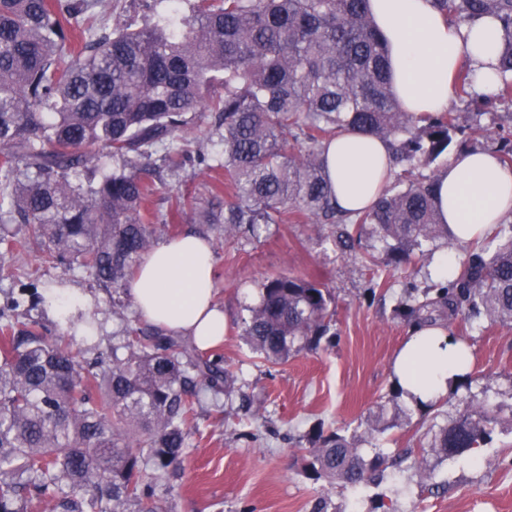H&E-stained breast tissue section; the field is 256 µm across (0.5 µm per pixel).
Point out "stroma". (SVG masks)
Listing matches in <instances>:
<instances>
[{
	"instance_id": "1",
	"label": "stroma",
	"mask_w": 512,
	"mask_h": 512,
	"mask_svg": "<svg viewBox=\"0 0 512 512\" xmlns=\"http://www.w3.org/2000/svg\"><path fill=\"white\" fill-rule=\"evenodd\" d=\"M448 109L470 128L474 148H491L500 129L512 125L503 108H482L466 98L452 97ZM145 179L154 188L146 203L154 244L187 232L211 242L224 341L201 356H223L254 408L250 415L228 412L223 398L203 395L180 475L156 489L165 512H312L320 498L328 512H512V326L497 324L466 335L473 382L451 387L439 399L445 418L469 401L497 406L492 442L438 461L423 451L432 418L391 396L394 358L409 336L394 308L405 276L422 277L424 268L383 269L387 285L379 288L361 254L344 256L336 250L328 227L272 224L255 239L227 237L219 227L200 223L199 209L224 191L223 170L190 163L172 171L157 153ZM179 198L186 202L180 213L175 210ZM0 226L18 240L15 250H0V307L15 306L19 316L40 323L46 341H54L67 324L42 299L46 288L61 283L92 303L94 334L72 339L82 359L108 358L123 347L126 329L139 322L132 300L113 304L111 291L78 265L44 263L42 244L30 239L12 214L0 211ZM282 272L316 279L332 291L338 340L334 348L271 365L248 353L240 326L260 282ZM380 402L387 405L388 427L379 433L370 425ZM320 422L346 428L362 436L366 448L388 456L380 483L361 489L306 478L293 440Z\"/></svg>"
}]
</instances>
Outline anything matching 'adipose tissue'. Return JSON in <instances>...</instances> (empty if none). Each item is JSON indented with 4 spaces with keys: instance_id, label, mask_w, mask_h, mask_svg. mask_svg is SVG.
<instances>
[{
    "instance_id": "adipose-tissue-1",
    "label": "adipose tissue",
    "mask_w": 512,
    "mask_h": 512,
    "mask_svg": "<svg viewBox=\"0 0 512 512\" xmlns=\"http://www.w3.org/2000/svg\"><path fill=\"white\" fill-rule=\"evenodd\" d=\"M376 25L386 40L393 84L410 112H441L452 93V75L469 60L474 85L493 91L499 80L503 32L496 19L457 24L436 12L430 0H369ZM328 168L343 209L370 207L389 184L393 170L388 143L347 130L328 146ZM439 214L459 243L487 234L512 216V169L488 150L454 155L439 176ZM214 253L196 233L149 252L128 293L142 318L167 333L186 336L203 350L224 339V312L215 300ZM466 343L440 327L411 333L393 371L405 398L428 403L458 382L470 356Z\"/></svg>"
}]
</instances>
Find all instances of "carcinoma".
Listing matches in <instances>:
<instances>
[{
    "mask_svg": "<svg viewBox=\"0 0 512 512\" xmlns=\"http://www.w3.org/2000/svg\"><path fill=\"white\" fill-rule=\"evenodd\" d=\"M457 23L500 20L498 88L512 105V0H432ZM136 29L97 22L95 0H0V210L46 245L43 260L76 263L104 288L129 287L152 247L151 189L131 156L161 151L179 169L198 112L218 115L224 235L258 238L270 224H328L342 253L376 239L395 268L430 260L450 241L436 173L398 175L350 215L327 178L325 144L344 130L390 143L394 166L430 167L462 134L453 112L399 106L368 0H166ZM472 69L455 75L470 95ZM98 148L124 165L86 188L75 180ZM32 177L22 181L20 169ZM446 282L407 285L394 312L410 327L512 325V224L472 242ZM335 298L314 279L265 278L240 337L271 364L336 345ZM0 512H160L155 485L177 469L207 388L234 392L223 359H203L149 325L128 353L84 366L69 338L49 344L36 321L0 315ZM493 409L467 405L429 449L462 455L491 439ZM298 444L312 481L360 487L386 465L354 437L319 424Z\"/></svg>",
    "mask_w": 512,
    "mask_h": 512,
    "instance_id": "cac0c4a2",
    "label": "carcinoma"
}]
</instances>
